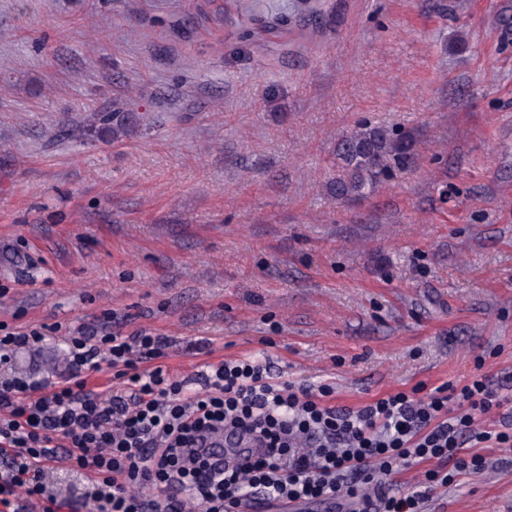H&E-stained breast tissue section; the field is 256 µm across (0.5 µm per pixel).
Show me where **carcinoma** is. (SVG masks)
I'll return each mask as SVG.
<instances>
[{"mask_svg":"<svg viewBox=\"0 0 512 512\" xmlns=\"http://www.w3.org/2000/svg\"><path fill=\"white\" fill-rule=\"evenodd\" d=\"M83 127L95 138L115 137L126 128L121 108L91 112L83 118ZM417 150V140L410 133L397 134L382 126L362 122L336 143L335 160L339 168L332 191L349 199L377 190L388 172L404 169Z\"/></svg>","mask_w":512,"mask_h":512,"instance_id":"carcinoma-1","label":"carcinoma"}]
</instances>
